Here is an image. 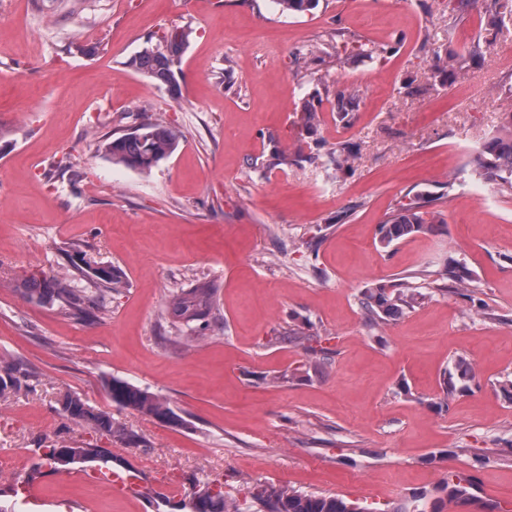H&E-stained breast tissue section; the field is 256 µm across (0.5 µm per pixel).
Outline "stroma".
Masks as SVG:
<instances>
[{
	"label": "stroma",
	"mask_w": 512,
	"mask_h": 512,
	"mask_svg": "<svg viewBox=\"0 0 512 512\" xmlns=\"http://www.w3.org/2000/svg\"><path fill=\"white\" fill-rule=\"evenodd\" d=\"M184 26L176 89L127 66ZM486 26L442 0H319L299 15L275 0H0V359L27 372L0 402V512H179L194 473L239 500L261 482L380 506L457 475L472 498L446 512H512V197L470 177L512 113V18L489 44ZM341 37L383 52L301 68L300 52ZM473 45L465 69L435 74V56ZM353 89L344 122L336 94ZM139 108L179 132L148 171L101 150ZM339 144L356 154L341 174L325 156ZM420 191L440 226L381 247L379 225ZM74 245L121 275L90 318L24 293L62 275ZM445 264L468 269L464 287L421 274ZM390 282L424 298L372 328L359 299ZM201 285L210 316L177 321L173 297ZM293 329L310 342L288 341ZM460 356L474 375L444 397ZM109 378L174 420L119 407ZM68 394L135 442L63 416ZM82 441L144 493L38 451Z\"/></svg>",
	"instance_id": "obj_1"
}]
</instances>
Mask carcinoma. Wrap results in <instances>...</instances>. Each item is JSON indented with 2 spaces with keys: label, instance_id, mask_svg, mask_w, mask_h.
I'll list each match as a JSON object with an SVG mask.
<instances>
[{
  "label": "carcinoma",
  "instance_id": "obj_1",
  "mask_svg": "<svg viewBox=\"0 0 512 512\" xmlns=\"http://www.w3.org/2000/svg\"><path fill=\"white\" fill-rule=\"evenodd\" d=\"M484 5L489 26L500 31V23L512 17V0H448L446 8L451 12H464L477 2ZM282 10L292 14H304L316 8L318 0H276ZM191 31L176 29L162 35L154 46L143 48L127 60L135 71L155 78L164 84L175 82V71L180 54L188 43ZM476 54L470 49L465 54L434 59V69L446 74L463 69L469 58ZM358 94L355 91L339 93L336 96V110L346 119L356 110ZM136 128L118 136L106 139L103 149L115 163L128 168L148 170L169 158L178 146L179 134L173 128L152 120L144 114ZM328 167L337 171L352 169L354 156L346 146L339 145L326 154ZM471 176L483 183L493 184L505 193H512V115L506 117L501 129L486 137L475 149ZM440 223L439 212L426 209V202L416 196L409 202L392 211L380 226V243L386 248L393 242L409 235L427 233ZM71 271L52 285L42 284L37 277H31L25 293L39 302L57 301L70 314L81 316L90 308H100L103 293L117 289L120 279L110 265L98 263L87 257L83 251L73 249L69 255ZM89 276L96 288L76 287L77 277ZM423 295L410 288H399L394 284H380L367 289L362 294L360 304L374 326H384L392 317L419 303ZM213 307V289L206 286L191 288L178 294L172 302L174 317L187 324L204 321ZM455 374L444 381V398L457 391V382L473 376L471 362L462 356L455 360ZM20 370L12 361H0V400L18 392L22 387ZM112 401L124 408L152 415L161 420H171L174 413L156 396L123 380L111 379L107 382ZM65 416L75 422H84L109 436H118L133 442L135 438L115 425L112 416L96 413L78 396L67 395L61 401ZM71 457L66 466L89 463L96 460L112 461V451L96 445L81 444L67 447ZM190 503L191 512H244L240 503L224 495V484L219 480L196 481ZM469 480L457 478L454 482L445 481L436 492L439 496L426 502L422 493L410 500L381 509L372 504L351 500L340 496H322L305 493L287 486L256 484L249 491L250 501L258 508L255 512H445L448 502L467 499Z\"/></svg>",
  "mask_w": 512,
  "mask_h": 512
}]
</instances>
